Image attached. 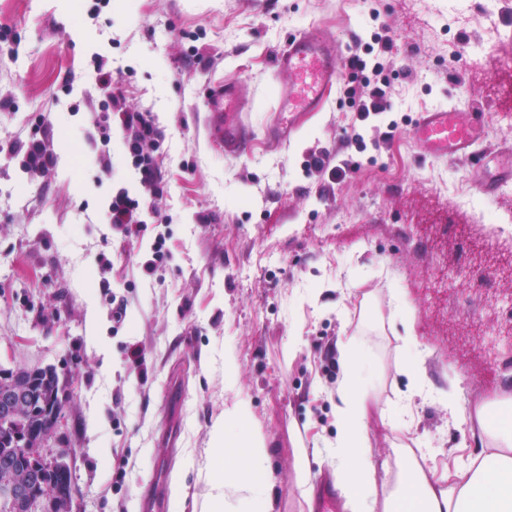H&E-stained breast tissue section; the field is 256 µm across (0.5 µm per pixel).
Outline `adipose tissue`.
<instances>
[{
  "label": "adipose tissue",
  "mask_w": 512,
  "mask_h": 512,
  "mask_svg": "<svg viewBox=\"0 0 512 512\" xmlns=\"http://www.w3.org/2000/svg\"><path fill=\"white\" fill-rule=\"evenodd\" d=\"M344 377L337 394L339 447L345 457L333 464L336 483L344 492L348 512H512V402L479 409L481 437L493 439L491 453L437 470L411 463L401 487H376V465L365 451V420L369 393L360 385L359 345L347 339L339 345ZM250 416L246 400L237 398L211 427L213 460L210 472V512H224L226 493L238 495L241 512H272L269 453L254 432L229 433L232 424Z\"/></svg>",
  "instance_id": "ef3b65f1"
}]
</instances>
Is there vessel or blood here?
Listing matches in <instances>:
<instances>
[{
    "label": "vessel or blood",
    "instance_id": "1",
    "mask_svg": "<svg viewBox=\"0 0 512 512\" xmlns=\"http://www.w3.org/2000/svg\"><path fill=\"white\" fill-rule=\"evenodd\" d=\"M341 50L334 39L318 27L293 34L276 57L277 82L281 87L279 109L283 112H317L328 100L341 77ZM215 105L213 120L224 136L227 154L241 156L250 148V130L239 117V89L225 83L223 90L211 94ZM486 119L479 104L466 108L441 107L420 113L410 129V136L429 157L442 159L472 155L480 141ZM512 182V150L499 157L493 180L482 182L483 195L494 196Z\"/></svg>",
    "mask_w": 512,
    "mask_h": 512
}]
</instances>
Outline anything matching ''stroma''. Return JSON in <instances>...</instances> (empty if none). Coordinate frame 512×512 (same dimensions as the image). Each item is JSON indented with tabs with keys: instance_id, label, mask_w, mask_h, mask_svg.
<instances>
[{
	"instance_id": "1",
	"label": "stroma",
	"mask_w": 512,
	"mask_h": 512,
	"mask_svg": "<svg viewBox=\"0 0 512 512\" xmlns=\"http://www.w3.org/2000/svg\"><path fill=\"white\" fill-rule=\"evenodd\" d=\"M312 25L348 56L391 38V110L357 121L337 88L276 140L274 59ZM475 43L486 51L466 61ZM507 57L512 0H0V369L59 374L67 400L50 445L74 451L71 512H142L163 484L167 512H208L211 426L238 396L269 449L273 512H316L347 336L365 344L377 481L422 451L439 468L481 453L476 408L512 397V240L481 221L512 212V183L478 189L494 149L512 148ZM102 65L162 135L159 212L130 235L106 222L113 192L141 186L119 124H98L112 110ZM228 78L255 136L240 158L205 106ZM474 100L488 113L481 158L435 160L409 140L420 112ZM39 118L57 154L44 175L19 153ZM321 153L343 177L310 167ZM160 239L168 256L151 271ZM397 289L412 344L390 313ZM414 366L423 393L396 431Z\"/></svg>"
}]
</instances>
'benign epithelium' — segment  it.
<instances>
[{"mask_svg":"<svg viewBox=\"0 0 512 512\" xmlns=\"http://www.w3.org/2000/svg\"><path fill=\"white\" fill-rule=\"evenodd\" d=\"M33 386L9 381L0 384V429L8 432L27 416L35 401ZM53 432L39 437L28 432L0 456V503L11 512H60L72 502L73 485L67 448H49Z\"/></svg>","mask_w":512,"mask_h":512,"instance_id":"7a95c632","label":"benign epithelium"}]
</instances>
